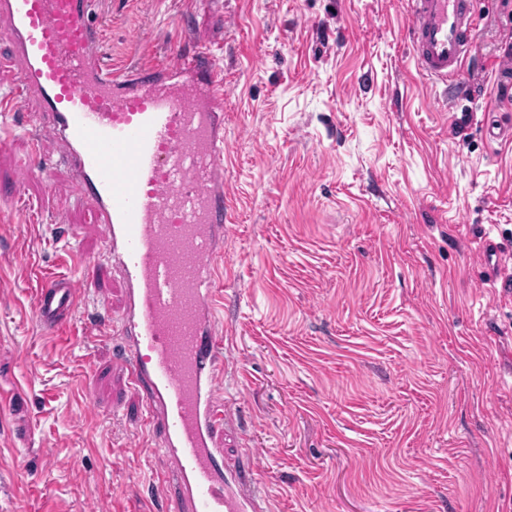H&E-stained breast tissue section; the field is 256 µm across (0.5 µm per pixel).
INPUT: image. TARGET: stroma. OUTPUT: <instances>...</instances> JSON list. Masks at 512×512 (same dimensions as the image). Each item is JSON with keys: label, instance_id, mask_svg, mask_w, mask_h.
Listing matches in <instances>:
<instances>
[{"label": "stroma", "instance_id": "obj_1", "mask_svg": "<svg viewBox=\"0 0 512 512\" xmlns=\"http://www.w3.org/2000/svg\"><path fill=\"white\" fill-rule=\"evenodd\" d=\"M477 12L448 111L406 0H100L113 65L206 48L224 76L229 454L274 512H512V9ZM28 154L0 148V512H169L102 227L53 134ZM41 270L81 298L58 337Z\"/></svg>", "mask_w": 512, "mask_h": 512}]
</instances>
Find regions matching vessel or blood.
<instances>
[{"label":"vessel or blood","mask_w":512,"mask_h":512,"mask_svg":"<svg viewBox=\"0 0 512 512\" xmlns=\"http://www.w3.org/2000/svg\"><path fill=\"white\" fill-rule=\"evenodd\" d=\"M411 57L459 103L475 0H407ZM98 0H0L11 43L0 59V122L29 102L27 172L54 133L82 204L126 285L123 356L144 394L173 512H270L258 461H227L235 429L221 377L213 258L224 254V88L208 52L112 67ZM78 307L73 282L40 274L36 318L54 336Z\"/></svg>","instance_id":"vessel-or-blood-1"}]
</instances>
